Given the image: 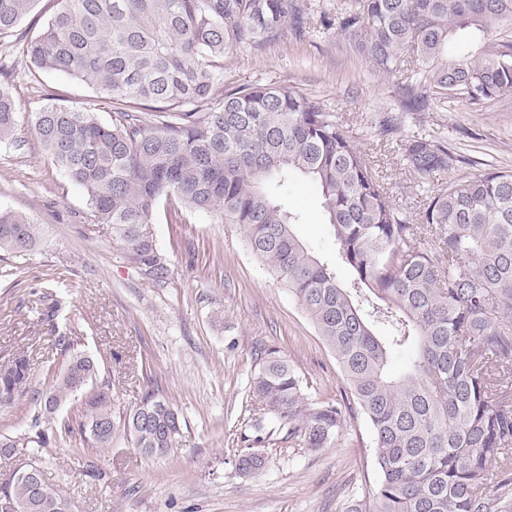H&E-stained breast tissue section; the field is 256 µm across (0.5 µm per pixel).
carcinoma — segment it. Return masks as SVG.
I'll use <instances>...</instances> for the list:
<instances>
[{"mask_svg":"<svg viewBox=\"0 0 512 512\" xmlns=\"http://www.w3.org/2000/svg\"><path fill=\"white\" fill-rule=\"evenodd\" d=\"M30 41L39 72H64L110 104L111 121L89 110L43 106L32 132L47 157L87 195L93 221L144 279L172 277L153 224L162 201L237 224L245 244L292 293L336 359L352 402L313 401L303 379L265 350L249 379L235 435L244 476L267 466L262 448L286 441L318 451L346 440L361 414L371 431L378 480L345 512H512V171L490 168L439 189L433 179L460 158L433 134L408 139L403 166L418 178L419 210L396 203L370 156L336 113L275 83L224 85V55L256 49L292 27L349 34L378 76L394 83L402 112L378 137H399L403 113L420 115L461 98L492 100L512 91V44L486 43L512 23V0H354L310 28L295 0H58ZM36 0H0V35ZM0 144L22 147L17 109L0 84ZM302 176L322 198L350 275L316 257L296 236L302 223L282 193ZM40 226L0 211V252L34 248ZM410 347L406 369L392 352ZM84 352L70 355L46 392L45 415L69 404L98 372ZM26 356L0 364V408L29 391ZM182 416L154 389L126 413L133 447L164 457ZM35 418L24 434H1L0 448H48L77 432L96 448L116 432L110 388L93 392L75 422L46 431ZM25 512H62L60 491L38 496L10 475L0 501Z\"/></svg>","mask_w":512,"mask_h":512,"instance_id":"cac0c4a2","label":"carcinoma"}]
</instances>
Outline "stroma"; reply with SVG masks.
Instances as JSON below:
<instances>
[{"instance_id":"1","label":"stroma","mask_w":512,"mask_h":512,"mask_svg":"<svg viewBox=\"0 0 512 512\" xmlns=\"http://www.w3.org/2000/svg\"><path fill=\"white\" fill-rule=\"evenodd\" d=\"M56 7V0H37L14 32L0 36V70L18 103L24 141L18 149L0 145V208L42 227L34 249L7 259L23 274L14 287H0V363L30 354L33 386L48 390L46 367L60 370L67 362L57 340L74 336L80 350L98 359L93 386L110 388L114 412L129 411L151 387L185 424L178 448L163 458L142 454L121 432L107 448L76 435L45 453L19 448L13 459L0 457V480L38 459L70 512H343L347 499L376 481L363 418L351 421L345 445L310 452L285 442L266 448L263 474L247 478L236 469L233 432L258 349H277L314 399L338 400L345 390L334 357L288 289L248 252L240 227L175 201L161 204L153 232L173 276L155 286L124 260L111 227L92 223L83 189L44 156L31 120L45 104L110 118L109 107L76 79L32 72L26 43ZM224 80L282 84L337 113L347 134L373 154L399 203L417 209L400 152L374 151L376 127L399 109L398 95L392 83L371 74L353 38L331 30L301 42L287 29L260 49L227 55ZM434 132L447 136L462 158L450 178L482 173L490 164L512 170V91L480 104L463 99L420 120L409 115L402 126L406 139ZM283 193L304 218L294 227L297 236L317 257L333 260L336 243L313 186L294 179ZM50 267L61 271L59 281L43 279ZM45 294L58 302L49 320L36 310Z\"/></svg>"}]
</instances>
